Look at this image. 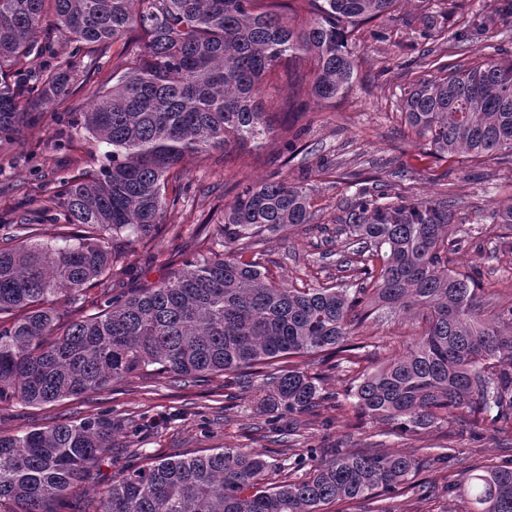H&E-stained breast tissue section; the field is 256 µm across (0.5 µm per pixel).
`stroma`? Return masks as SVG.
I'll return each mask as SVG.
<instances>
[{"label":"stroma","instance_id":"1","mask_svg":"<svg viewBox=\"0 0 512 512\" xmlns=\"http://www.w3.org/2000/svg\"><path fill=\"white\" fill-rule=\"evenodd\" d=\"M432 15L437 25L431 38H421L423 15ZM493 26L482 29L485 18ZM468 29L469 39L455 43L450 35ZM384 39L372 36L370 28L356 31L351 48L356 59L350 89L335 104L310 106L300 122L302 132L296 152H288L283 131V110L293 94L285 68L266 78L261 93L270 112L274 133L252 144L245 157L214 153L209 168L185 157L179 165V184L190 192L182 212L169 216L171 232L159 235L147 247L133 245L125 269L114 272L110 285L117 294L131 295L138 289L160 284L182 263L202 249L200 225L216 231L224 210L234 200L235 183L272 178L306 185L312 196L315 221L287 226L266 235L258 247L259 261L270 278L298 287L336 283L338 274L326 250L336 249V220L350 190L343 183L347 173L378 178L390 183L391 194L436 195L453 200L456 223L474 222L492 208L512 203V161L445 159L418 142L402 115V99L420 82L436 78V70L420 61L422 50L449 56L451 63L470 67L482 58L512 59V0H401L393 19L387 20ZM112 75L111 67L95 74L91 83L73 90L66 101L48 106L42 120L29 126L21 140L0 147V224L22 216H37L43 199L60 178L74 177L89 169L99 152L84 135L71 134L69 116L86 109L95 84ZM404 178H395V171ZM494 225L483 227L480 246H466L454 255V270L480 271L484 294L492 295L489 314L512 305V258L494 261L487 252L497 242ZM422 321L383 309L370 323L377 342L375 353L359 363L371 371L392 350L418 336ZM351 373L329 375L322 382L325 395L338 401L320 407L312 426L300 440L303 448H332L336 444L362 451L380 450L404 454L421 448L447 446L462 450L463 465L486 468L499 464L512 446V427L494 431L487 424L460 420L438 424L413 436L393 432L391 426L369 421L357 413L349 394ZM224 378L215 375L197 384L172 382L156 375H133L119 384L95 393L60 402L30 407L17 401L0 402V435L41 429L45 426L110 411L117 419L153 418L170 415L161 431L134 436L116 433L112 452L91 480L73 489L67 512H92L98 485L110 483L121 471L139 466L144 456L178 459L205 448H249L274 467L288 466L289 452L273 443L263 417L253 415L254 391L234 389L228 403H221ZM461 465L437 464L425 471L430 482L427 495L410 491L402 496L376 497L342 504L341 512H469L466 496L447 489L456 480ZM445 481H438V474Z\"/></svg>","mask_w":512,"mask_h":512}]
</instances>
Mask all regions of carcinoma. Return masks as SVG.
I'll return each mask as SVG.
<instances>
[{
    "label": "carcinoma",
    "instance_id": "obj_1",
    "mask_svg": "<svg viewBox=\"0 0 512 512\" xmlns=\"http://www.w3.org/2000/svg\"><path fill=\"white\" fill-rule=\"evenodd\" d=\"M306 12L293 28L290 0H0V141L19 138L47 106L68 96L71 77L101 70L107 48L135 35L133 59L112 67L73 129L104 144L85 175L43 199L53 223L81 234L59 241L20 217L0 232V400L28 405L103 391L148 368L186 379L239 373L253 383L255 414L296 441L328 397L315 365L353 370L374 337L363 324L381 308L420 316L423 331L387 362L353 380L362 416L405 434L459 413L512 421V306L481 319L478 276L448 268L449 255L479 231L452 227L449 201L392 196L352 182L338 217L345 236L336 269L351 286L297 288L271 280L253 240L284 225L310 224L306 187L285 181L242 186L205 253L153 288L109 296L101 311L76 317L89 286L122 264L115 243L152 237L183 194H167L187 155L243 151L272 133L259 96L277 66L311 59L296 86L332 104L352 85L349 46L361 26L392 16L399 0H295ZM65 40L34 38L47 18ZM432 64L404 100L419 141L445 156L512 157V61L468 69ZM512 238V205L479 217ZM124 424L108 415L44 430L0 435V512H58L91 479ZM454 448L423 457L347 448H306L303 479L263 483L271 464L247 448H211L128 469L99 492L95 512H328L331 505L397 494ZM472 512H512V460L469 467L447 483Z\"/></svg>",
    "mask_w": 512,
    "mask_h": 512
}]
</instances>
